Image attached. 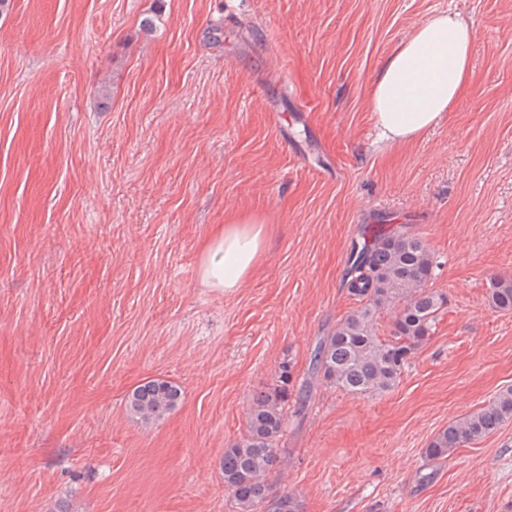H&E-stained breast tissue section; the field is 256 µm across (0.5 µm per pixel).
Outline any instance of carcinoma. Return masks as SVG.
<instances>
[{
    "label": "carcinoma",
    "instance_id": "cac0c4a2",
    "mask_svg": "<svg viewBox=\"0 0 512 512\" xmlns=\"http://www.w3.org/2000/svg\"><path fill=\"white\" fill-rule=\"evenodd\" d=\"M353 249L346 284L357 307L329 336L315 344L309 361V379L297 390L288 387L291 366L282 363L278 384L253 397L246 413L247 433L224 449L220 470L235 512H301L291 494L272 492L271 473L282 461L276 440L283 431L288 407L303 413L316 385L326 383L361 397L383 395L401 380L411 359L435 334L447 298L430 288L436 263L427 241L399 224L372 234ZM489 306L512 311V280L494 279L488 288ZM394 313L389 336L377 334L376 315ZM181 389L165 380L147 381L127 395L129 414L143 425H153L173 411ZM512 419V386L497 392L479 410L439 431L424 449L428 458H446L456 449L495 433Z\"/></svg>",
    "mask_w": 512,
    "mask_h": 512
}]
</instances>
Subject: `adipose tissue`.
Here are the masks:
<instances>
[{
	"mask_svg": "<svg viewBox=\"0 0 512 512\" xmlns=\"http://www.w3.org/2000/svg\"><path fill=\"white\" fill-rule=\"evenodd\" d=\"M474 35L457 15L428 18L401 43L372 83L381 140L402 144L437 125L465 93ZM263 226L234 218L204 246L201 276L213 288L241 285L264 248Z\"/></svg>",
	"mask_w": 512,
	"mask_h": 512,
	"instance_id": "adipose-tissue-1",
	"label": "adipose tissue"
}]
</instances>
